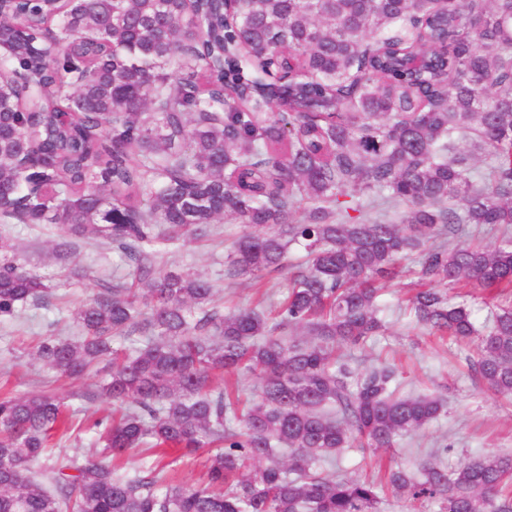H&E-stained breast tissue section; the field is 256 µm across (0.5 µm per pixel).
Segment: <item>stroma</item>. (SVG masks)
I'll use <instances>...</instances> for the list:
<instances>
[{
	"instance_id": "obj_1",
	"label": "stroma",
	"mask_w": 512,
	"mask_h": 512,
	"mask_svg": "<svg viewBox=\"0 0 512 512\" xmlns=\"http://www.w3.org/2000/svg\"><path fill=\"white\" fill-rule=\"evenodd\" d=\"M240 232L239 224L224 219L214 225L208 238L162 245V261L166 267L208 279L215 288L217 304L228 310L255 307L267 293L285 294L288 274L284 271L259 283L247 277L225 282L224 261ZM1 235L10 239L21 265L41 276L51 291L43 304L22 306L15 316L0 319V396L49 392L63 399L74 425L67 435L53 436L50 441L52 462L61 466L96 446L98 438L89 425L114 410L112 401L100 390L109 365L103 361L83 376L68 377L36 359V346L47 336L77 337L73 311L96 294L95 277L121 280L127 268L119 253L89 241L80 244L76 258L87 276L70 279L55 253L62 236L58 226L0 224ZM407 296L406 278L386 282L380 297L385 308L384 329L365 346L346 351L345 356L359 369L384 361L395 364L402 373L403 393L441 395L447 408L425 429L398 439L394 448L375 454L346 449L336 466L325 467V474L374 476L379 463L395 460L413 468L431 455L438 464L451 468L470 456L512 453V402L494 396L470 372L466 358L475 349V341H446L416 326L402 313Z\"/></svg>"
}]
</instances>
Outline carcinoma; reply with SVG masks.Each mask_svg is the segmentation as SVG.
Masks as SVG:
<instances>
[{"label": "carcinoma", "mask_w": 512, "mask_h": 512, "mask_svg": "<svg viewBox=\"0 0 512 512\" xmlns=\"http://www.w3.org/2000/svg\"><path fill=\"white\" fill-rule=\"evenodd\" d=\"M0 0V220L56 224L121 253L131 283L97 278L74 341L37 359L71 376L112 363L102 391L125 406L93 429L101 453L28 476L65 425L49 393L0 399V512H378L385 497L438 512H512V455L484 454L380 482L319 472L346 448H393L444 411L397 391V369L336 354L380 332L382 281L416 256L408 308L457 340L494 394L512 398V0H66L45 26ZM310 204L301 221L294 214ZM404 206L398 220L376 213ZM242 227L224 279H261L296 247L305 265L269 311L226 313L206 279L154 244ZM501 226L488 247L469 226ZM465 282L499 299L481 331ZM0 238V318L48 294ZM292 328L313 340L294 344ZM140 336L121 354L112 336ZM217 374L259 378L242 404ZM217 447L204 482L120 475L133 448Z\"/></svg>", "instance_id": "carcinoma-1"}]
</instances>
